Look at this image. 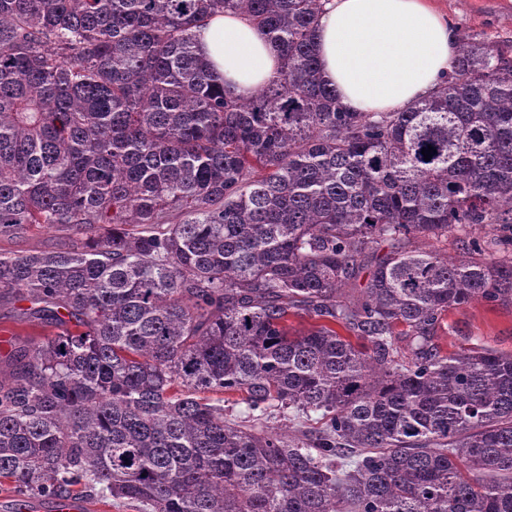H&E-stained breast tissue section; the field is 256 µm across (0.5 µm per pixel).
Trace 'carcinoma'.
<instances>
[{"label":"carcinoma","mask_w":512,"mask_h":512,"mask_svg":"<svg viewBox=\"0 0 512 512\" xmlns=\"http://www.w3.org/2000/svg\"><path fill=\"white\" fill-rule=\"evenodd\" d=\"M324 2L0 0V235L77 234L0 253L43 329L0 374L16 496L512 512V354L437 343L448 310L512 305V54L464 36L428 97L349 112L314 52ZM226 12L281 59L248 96L197 52ZM473 226L458 260L416 246ZM74 237V231L64 227L47 225L33 227L27 232L22 231L10 236L0 235V251L54 249L65 245Z\"/></svg>","instance_id":"obj_1"}]
</instances>
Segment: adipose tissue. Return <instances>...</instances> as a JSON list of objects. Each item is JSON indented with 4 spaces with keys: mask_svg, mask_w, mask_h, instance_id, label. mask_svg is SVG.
<instances>
[{
    "mask_svg": "<svg viewBox=\"0 0 512 512\" xmlns=\"http://www.w3.org/2000/svg\"><path fill=\"white\" fill-rule=\"evenodd\" d=\"M314 48L346 110L393 112L438 87L455 57L456 35L430 0H327ZM198 49L235 96L264 86L280 66L265 36L235 14L213 16Z\"/></svg>",
    "mask_w": 512,
    "mask_h": 512,
    "instance_id": "adipose-tissue-1",
    "label": "adipose tissue"
}]
</instances>
